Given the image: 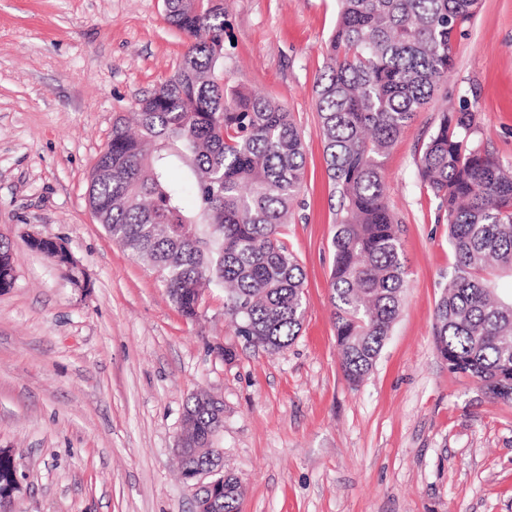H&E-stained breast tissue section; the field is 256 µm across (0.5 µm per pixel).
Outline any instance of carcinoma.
I'll list each match as a JSON object with an SVG mask.
<instances>
[{
  "label": "carcinoma",
  "instance_id": "obj_1",
  "mask_svg": "<svg viewBox=\"0 0 512 512\" xmlns=\"http://www.w3.org/2000/svg\"><path fill=\"white\" fill-rule=\"evenodd\" d=\"M479 0H339L317 81L325 161L343 215L332 239V316L341 367L352 383L373 368L405 288L398 220L381 159L454 63L457 31ZM187 39L177 70L136 103L92 174L89 202L109 236L158 273L178 311L197 315L202 289L224 288V314L250 345L276 353L299 335L304 273L281 241L301 192L304 148L290 112L258 92L230 89L216 72L224 5L167 0ZM477 115L443 118L417 164L448 224L455 263L436 304L434 343L454 373L512 402V165L482 150ZM185 170L182 181L170 171ZM192 188L197 204L183 205ZM12 246L0 239V288L12 287ZM222 402L196 394L184 407L191 451L183 477L216 466L209 438ZM242 485L224 475L211 512H237Z\"/></svg>",
  "mask_w": 512,
  "mask_h": 512
}]
</instances>
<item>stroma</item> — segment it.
Listing matches in <instances>:
<instances>
[{"label":"stroma","mask_w":512,"mask_h":512,"mask_svg":"<svg viewBox=\"0 0 512 512\" xmlns=\"http://www.w3.org/2000/svg\"><path fill=\"white\" fill-rule=\"evenodd\" d=\"M337 13V0H224L220 74L291 112L306 157L282 235L306 312L295 341L270 354L236 335L223 288L183 318L88 204L113 122L186 50L164 0H0V237L15 269L0 289V448L22 477L15 512H195L175 448L200 390L224 404L217 445L222 472L243 483L239 512H512V403L435 349L453 254L417 174L444 110L463 106L481 148L512 164V0H480L447 78L382 159L407 283L357 384L332 318L339 201L314 92ZM31 233L61 242L76 273L30 248Z\"/></svg>","instance_id":"1"}]
</instances>
